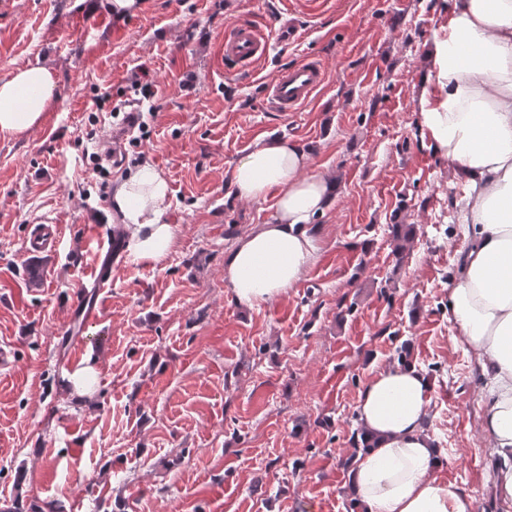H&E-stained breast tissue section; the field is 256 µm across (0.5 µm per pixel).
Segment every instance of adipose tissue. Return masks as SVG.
<instances>
[{
	"label": "adipose tissue",
	"mask_w": 512,
	"mask_h": 512,
	"mask_svg": "<svg viewBox=\"0 0 512 512\" xmlns=\"http://www.w3.org/2000/svg\"><path fill=\"white\" fill-rule=\"evenodd\" d=\"M448 23L432 41L431 67L418 88L421 127L434 155L453 164L468 193L461 222L469 246L448 294V313L467 347L489 364L483 429L498 457L493 481L512 502V0H447ZM57 88L53 69L35 64L0 80V134L37 126ZM302 147L258 142L234 168L235 197L277 189L276 218L237 240L224 282L239 303L258 305L293 288L317 261L315 223L336 186L307 173ZM166 177L149 164L122 180L112 210L129 231L132 254L159 262L174 250V225L162 215ZM430 386L411 365L381 371L359 395L358 417L374 448L351 471L363 512H473L462 489L428 477L437 451L422 429Z\"/></svg>",
	"instance_id": "ef3b65f1"
}]
</instances>
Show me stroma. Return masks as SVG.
<instances>
[{"mask_svg": "<svg viewBox=\"0 0 512 512\" xmlns=\"http://www.w3.org/2000/svg\"><path fill=\"white\" fill-rule=\"evenodd\" d=\"M283 2L296 41L272 39L251 73L226 78L225 28L268 27ZM447 20L441 0H143L120 20L88 0H0V80L37 63L58 73L43 121L0 136V512H359V393L405 340L430 384V477L466 490L474 512H512L491 479L485 373L448 318L466 187L418 126L426 51ZM309 58L324 88L272 111L265 82ZM144 79L149 137L98 182L91 157ZM273 136L307 151L337 194L315 265L250 307L228 293L224 257L272 221L277 193L241 200L229 181ZM143 162L169 182L162 219L178 245L115 273L85 332L97 378L82 394L53 374L56 344L88 245L116 223L111 184ZM395 220L417 227L401 260ZM33 224L59 225L57 254L25 253Z\"/></svg>", "mask_w": 512, "mask_h": 512, "instance_id": "1", "label": "stroma"}]
</instances>
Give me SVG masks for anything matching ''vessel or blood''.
I'll use <instances>...</instances> for the list:
<instances>
[{
    "label": "vessel or blood",
    "instance_id": "obj_1",
    "mask_svg": "<svg viewBox=\"0 0 512 512\" xmlns=\"http://www.w3.org/2000/svg\"><path fill=\"white\" fill-rule=\"evenodd\" d=\"M268 52L269 39L256 25L236 21L224 33V62L228 76L245 72ZM326 80V70L318 60L290 66L267 81V104L276 112L298 111ZM59 246L60 232L54 224L34 225L24 243L26 253L35 256L57 253ZM123 259L124 239L118 228H110L92 252L89 274L70 307L65 325V347L55 358V368L60 376L66 377L77 371L85 346L84 330L101 321L102 299L111 290L112 277Z\"/></svg>",
    "mask_w": 512,
    "mask_h": 512
}]
</instances>
